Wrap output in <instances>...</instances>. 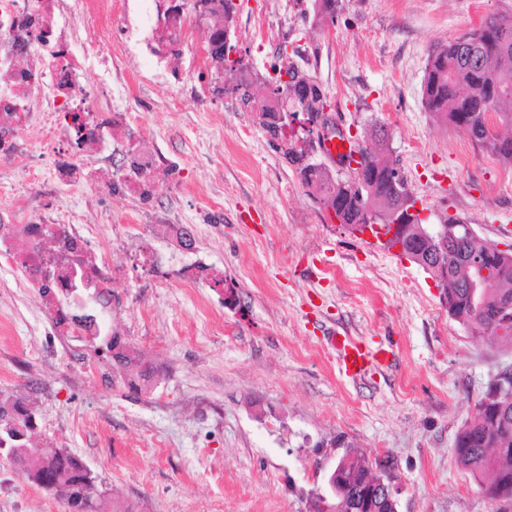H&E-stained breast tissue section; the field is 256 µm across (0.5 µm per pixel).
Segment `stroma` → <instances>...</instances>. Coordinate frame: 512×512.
I'll list each match as a JSON object with an SVG mask.
<instances>
[{"label":"stroma","instance_id":"stroma-1","mask_svg":"<svg viewBox=\"0 0 512 512\" xmlns=\"http://www.w3.org/2000/svg\"><path fill=\"white\" fill-rule=\"evenodd\" d=\"M142 0H62L82 84L101 117L133 121L100 167L129 170V145L159 160L149 200L88 185L63 187L51 155L74 151L56 126L47 146L22 138L38 176L0 166V224L69 216L112 260L114 335L158 375L130 396L104 339L75 347L52 333L37 288L0 267V399L29 400L37 442L82 458L108 498L139 512H313L312 493L349 454L386 457L398 512H495L483 481L452 454L512 347L474 339L442 290L371 232L339 224L232 96L199 104L197 79L164 84L126 31ZM321 24L313 0H238L236 43L261 74L280 44L323 85L339 127L366 140L386 123L420 218L455 215L482 239L512 244V165L499 162L422 103L431 49L512 0H342ZM269 24L253 41V18ZM188 226L191 251L172 233ZM149 246L154 270L137 256ZM203 266L194 284L180 268ZM223 276L237 301L210 288ZM392 353L354 382L338 370L330 331ZM0 512H69L0 457Z\"/></svg>","mask_w":512,"mask_h":512}]
</instances>
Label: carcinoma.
<instances>
[{
	"instance_id": "cac0c4a2",
	"label": "carcinoma",
	"mask_w": 512,
	"mask_h": 512,
	"mask_svg": "<svg viewBox=\"0 0 512 512\" xmlns=\"http://www.w3.org/2000/svg\"><path fill=\"white\" fill-rule=\"evenodd\" d=\"M211 15L221 17L224 22L233 21L237 4L235 0H212ZM206 51L211 58L226 63L224 52V28L211 33ZM268 83L284 88L280 78L287 74L293 86L288 93L297 96L302 109L309 113V121L319 124L320 103L328 98L326 90L304 69L289 63L286 69L273 68ZM220 76L206 79L211 95L222 92L235 95L239 104L251 112L258 113L260 125L273 141L280 142V149L288 162L297 170L302 184L321 193V200L328 209L335 212L341 224L353 230H363L367 224L365 206L372 209L373 218L385 228V233H394L395 241L428 261L430 225L413 219L394 229L387 215L398 196V187L379 162L387 159L389 152L385 145V134L376 131L373 146H362L363 159L359 178L364 182L358 189L350 178L333 181L318 164L305 161L315 146L306 136L297 135L293 130H284L270 122L281 110V96L272 93L267 97H253L242 89L238 78L228 74L224 88H218ZM422 103L425 109L442 118L448 125L465 130L472 141L500 162L512 165V15L492 13L483 20L482 30L471 28L436 45L428 58L422 86ZM482 257L488 270V286L481 302L471 303L463 283L471 275L467 267L457 263L464 255ZM448 274L432 270L440 278L448 315L481 339L491 334V327L502 320L506 311L512 312V249L497 251L490 243L470 233L450 241L448 252L442 260ZM113 365L130 370L127 355L112 356ZM132 371V370H130ZM157 369L151 365L140 371H132L127 387L132 395L147 391L146 385L154 379ZM22 400H0V433L7 434L15 407ZM457 446L453 451L459 467L475 477L487 480L486 491L497 496L499 481L503 474L512 477V403L506 408V415L496 419L477 403L473 421L460 430L456 437ZM12 451L5 454L10 466L27 481L44 488L67 502L78 498L95 480L89 466L78 456L49 443L37 448L30 445V439L10 444ZM486 448H505L507 453L493 458L485 455ZM365 472L361 460H353L340 468L338 482L341 487L353 486L356 476ZM90 512H137L136 506L127 502L106 503L100 491H95L88 504Z\"/></svg>"
}]
</instances>
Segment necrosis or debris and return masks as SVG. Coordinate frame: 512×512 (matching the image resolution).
Instances as JSON below:
<instances>
[{
  "label": "necrosis or debris",
  "instance_id": "necrosis-or-debris-1",
  "mask_svg": "<svg viewBox=\"0 0 512 512\" xmlns=\"http://www.w3.org/2000/svg\"><path fill=\"white\" fill-rule=\"evenodd\" d=\"M50 30V49L62 48L64 33L58 0H0V165L33 180L28 158L15 142L30 127L27 103L34 96L63 98L70 116L83 126L88 152L101 155L118 139L131 116L116 112L99 120L76 66L66 57L45 68L34 41L35 29ZM192 35L188 18L157 14L146 46L162 60L181 56ZM86 240L74 234L69 218L54 224H0V265L21 269L31 284L52 275L57 301L53 324L58 335L90 339L105 329L111 299L112 269L107 261L87 258Z\"/></svg>",
  "mask_w": 512,
  "mask_h": 512
}]
</instances>
